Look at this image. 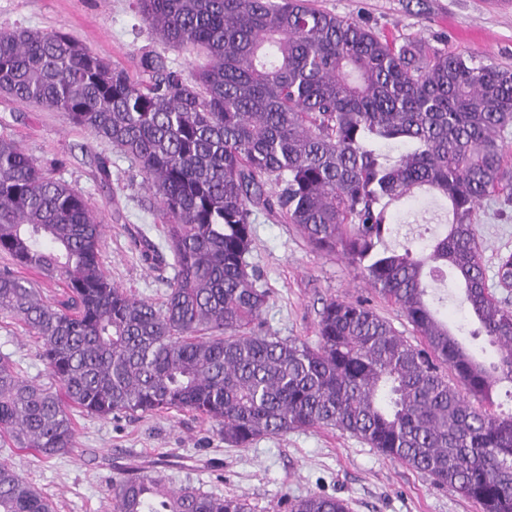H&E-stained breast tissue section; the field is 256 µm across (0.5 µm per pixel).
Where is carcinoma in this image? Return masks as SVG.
I'll use <instances>...</instances> for the list:
<instances>
[{
  "label": "carcinoma",
  "mask_w": 512,
  "mask_h": 512,
  "mask_svg": "<svg viewBox=\"0 0 512 512\" xmlns=\"http://www.w3.org/2000/svg\"><path fill=\"white\" fill-rule=\"evenodd\" d=\"M158 39L193 50L189 77L144 51L140 76L61 31L0 30V93L60 113L133 161L152 192L171 263L160 304L112 284L88 201L0 137V253L56 280L0 269V311L36 339L55 388L0 356V443L49 459L75 447L71 410L88 415L189 411L246 447L273 434L335 428L476 503L512 512V305L487 284L474 215L508 191L502 132L512 71L471 56L382 38L309 0H133ZM423 191L450 207L431 244L387 242L390 207ZM293 224L339 252L397 306L409 342L364 301L327 300L318 342L249 330L267 293L246 261L251 215ZM453 274L469 335L498 349L479 360L433 306ZM498 286L512 252L498 257ZM112 512H252L246 499L169 486L163 471L112 482ZM0 512H54L0 462ZM290 512H350L312 494Z\"/></svg>",
  "instance_id": "1"
}]
</instances>
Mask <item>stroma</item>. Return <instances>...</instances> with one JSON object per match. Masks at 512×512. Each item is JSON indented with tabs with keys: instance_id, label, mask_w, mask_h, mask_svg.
<instances>
[{
	"instance_id": "1",
	"label": "stroma",
	"mask_w": 512,
	"mask_h": 512,
	"mask_svg": "<svg viewBox=\"0 0 512 512\" xmlns=\"http://www.w3.org/2000/svg\"><path fill=\"white\" fill-rule=\"evenodd\" d=\"M398 41L417 40L486 64L512 68V0H315ZM31 27L67 33L89 51L138 76L142 51L189 72L193 53L173 47L141 23L132 0H0V30ZM15 140L50 175L89 202L105 226V268L115 285L137 298L162 302L171 267L145 261L141 236L157 239V204L134 162L112 143L94 139L58 113L0 95V137ZM112 162V180L96 177L99 158ZM476 233L489 286L497 285L499 254L512 252V195L486 198ZM247 260L270 298L261 332L315 341L325 300H369L402 336L416 334L340 255L314 251L294 225L257 210ZM0 353L20 375L43 385L51 378L39 347L18 318L0 312ZM75 447L46 460L1 448L10 463L49 497L55 512H112L115 478L163 462L171 487L186 484L218 496L237 495L253 512H286L290 500L325 493L349 500L351 512H478L476 505L436 486L425 474L390 460L355 437L331 428L268 435L248 447L229 446L219 427L187 412L129 417L74 413Z\"/></svg>"
}]
</instances>
